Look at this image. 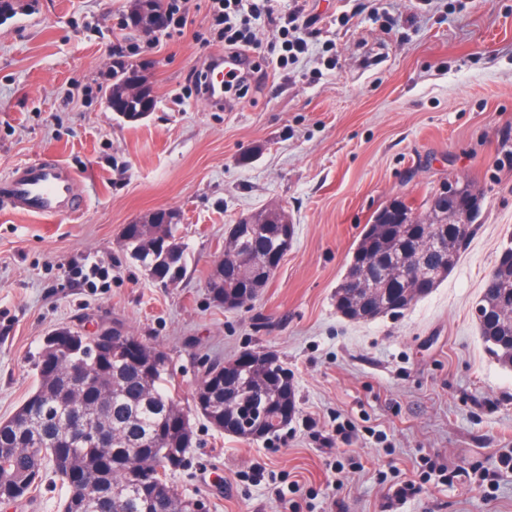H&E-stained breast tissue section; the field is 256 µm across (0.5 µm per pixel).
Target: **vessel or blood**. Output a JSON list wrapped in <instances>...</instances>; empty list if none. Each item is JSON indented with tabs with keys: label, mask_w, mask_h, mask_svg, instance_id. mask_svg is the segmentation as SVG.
<instances>
[{
	"label": "vessel or blood",
	"mask_w": 512,
	"mask_h": 512,
	"mask_svg": "<svg viewBox=\"0 0 512 512\" xmlns=\"http://www.w3.org/2000/svg\"><path fill=\"white\" fill-rule=\"evenodd\" d=\"M245 59L231 54L214 55L205 71L200 97L212 109L224 106V85L217 72L235 71ZM0 206L36 217L53 219L81 211L84 200L78 192L77 176L59 159L41 157L17 164L0 178Z\"/></svg>",
	"instance_id": "1"
}]
</instances>
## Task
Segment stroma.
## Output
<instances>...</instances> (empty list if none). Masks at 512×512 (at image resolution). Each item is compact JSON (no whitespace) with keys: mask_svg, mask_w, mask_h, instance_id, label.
Wrapping results in <instances>:
<instances>
[{"mask_svg":"<svg viewBox=\"0 0 512 512\" xmlns=\"http://www.w3.org/2000/svg\"><path fill=\"white\" fill-rule=\"evenodd\" d=\"M0 9V175L53 153L82 212L44 222L0 207V420L35 385L44 336L119 328L165 351L183 406L205 364L277 353L297 412L256 441L195 419L189 466L170 483L208 512H512V472L470 482L512 452V367L475 316L512 238V0H306L309 50L233 112L187 96L212 51L193 35L134 56L155 109L117 118L106 90L128 0H9ZM482 197L448 278L402 315L336 311L365 224L396 198L422 207L448 184ZM181 214L187 271L153 283L120 246L125 224ZM283 209L292 247L250 305L228 311L208 280L229 225ZM95 262L108 278L77 270ZM447 480L424 481L428 465ZM415 489L405 500L396 491ZM40 490L0 512H60Z\"/></svg>","mask_w":512,"mask_h":512,"instance_id":"stroma-1","label":"stroma"}]
</instances>
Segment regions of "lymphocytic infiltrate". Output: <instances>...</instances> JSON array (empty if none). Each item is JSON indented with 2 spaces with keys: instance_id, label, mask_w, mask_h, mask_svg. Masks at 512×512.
Returning a JSON list of instances; mask_svg holds the SVG:
<instances>
[{
  "instance_id": "f902f5d3",
  "label": "lymphocytic infiltrate",
  "mask_w": 512,
  "mask_h": 512,
  "mask_svg": "<svg viewBox=\"0 0 512 512\" xmlns=\"http://www.w3.org/2000/svg\"><path fill=\"white\" fill-rule=\"evenodd\" d=\"M202 17H194L189 0H167L168 37H182L188 26L201 22L208 36L205 46L224 48L225 52L241 54L254 52L258 59L252 62L253 72L274 65L286 69L290 53L303 54L308 43L301 35L300 20L304 6L293 0L289 8H282L280 0H203ZM274 24L276 33L272 40L262 43L257 37L259 21Z\"/></svg>"
}]
</instances>
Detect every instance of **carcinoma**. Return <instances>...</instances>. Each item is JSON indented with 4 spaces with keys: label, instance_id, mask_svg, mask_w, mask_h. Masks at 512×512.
<instances>
[{
    "label": "carcinoma",
    "instance_id": "obj_1",
    "mask_svg": "<svg viewBox=\"0 0 512 512\" xmlns=\"http://www.w3.org/2000/svg\"><path fill=\"white\" fill-rule=\"evenodd\" d=\"M128 68L113 72L112 85L107 95L115 104L124 103L123 86ZM428 205L427 218L421 219L412 205L393 200L372 216L362 230L353 253L357 262L362 252L377 245V224L387 217L390 224L384 248L377 250L378 259L371 262L363 274L364 295L374 302L389 304L390 310L379 314H398L408 309L417 297L408 294L411 284L406 270L414 266L430 288L438 287L452 271L441 267L433 249L437 228L445 221L444 214ZM264 222L265 233L240 238V253L268 257L277 245L271 228L280 221L269 212L258 218ZM121 247L143 271L156 262L160 255L151 251L147 241L136 237L121 239ZM224 276L211 272L209 287L234 298L240 292V280L235 274L234 260L224 256ZM512 292V271L495 266L484 282L480 303L485 306L484 319L479 328L484 343L502 363L512 365V319L496 312L497 303L505 292ZM336 310L352 321H368L369 313L360 307L355 297L336 287ZM80 343L63 344L53 353L54 372L44 373L41 367L44 353L35 362L36 384L33 393L37 401L24 403L9 417L0 421V500L16 502L28 496L38 486L47 471H52L69 485L70 475L77 473L89 488L81 512H146L142 485L148 480L167 482L175 473L165 462L166 448H181L188 452L192 444L190 425L178 429L172 410L183 412L185 419L194 414L217 430H224V408L246 407L255 393L251 388L255 368L243 367L238 372L237 384L224 403V367L214 362L205 368L201 380L216 381L207 393L205 411L198 403L187 410L180 406L176 390L171 388L174 369L158 368L151 358L142 363L130 360L131 351L120 342L105 344L98 337L79 334ZM75 361L92 362V376L74 390L67 377V369ZM287 368L278 363L269 367L276 381L267 385L261 396L264 403H282L279 393V373ZM75 413H82L95 425L112 434V451L102 448H81L64 433L66 422Z\"/></svg>",
    "mask_w": 512,
    "mask_h": 512
}]
</instances>
